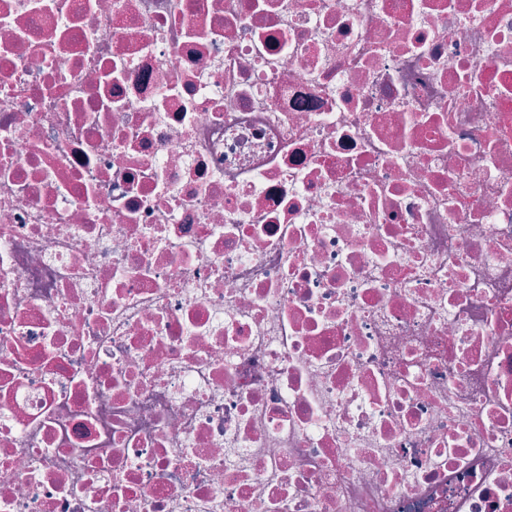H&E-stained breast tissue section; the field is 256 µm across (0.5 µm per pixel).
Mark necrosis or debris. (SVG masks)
Here are the masks:
<instances>
[{
    "label": "necrosis or debris",
    "instance_id": "1",
    "mask_svg": "<svg viewBox=\"0 0 512 512\" xmlns=\"http://www.w3.org/2000/svg\"><path fill=\"white\" fill-rule=\"evenodd\" d=\"M0 512H512V0H0Z\"/></svg>",
    "mask_w": 512,
    "mask_h": 512
}]
</instances>
